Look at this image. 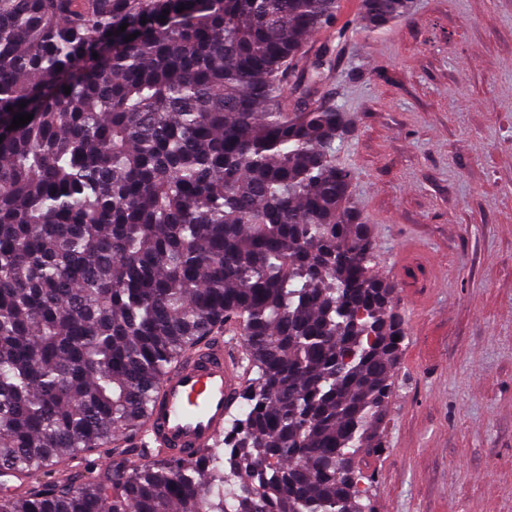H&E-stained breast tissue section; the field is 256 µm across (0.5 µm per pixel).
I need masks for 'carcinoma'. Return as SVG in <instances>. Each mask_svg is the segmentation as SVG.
I'll list each match as a JSON object with an SVG mask.
<instances>
[{
  "instance_id": "cac0c4a2",
  "label": "carcinoma",
  "mask_w": 512,
  "mask_h": 512,
  "mask_svg": "<svg viewBox=\"0 0 512 512\" xmlns=\"http://www.w3.org/2000/svg\"><path fill=\"white\" fill-rule=\"evenodd\" d=\"M337 8L0 0V468L27 476L0 512H374L406 327L336 158L352 118L316 103L332 55L303 60ZM409 10L363 0L365 28ZM226 333L224 433L172 457L149 409Z\"/></svg>"
}]
</instances>
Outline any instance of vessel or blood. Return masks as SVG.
<instances>
[{"label": "vessel or blood", "mask_w": 512, "mask_h": 512, "mask_svg": "<svg viewBox=\"0 0 512 512\" xmlns=\"http://www.w3.org/2000/svg\"><path fill=\"white\" fill-rule=\"evenodd\" d=\"M240 382L232 342L202 349L163 379L152 411V435L182 459L211 446L224 429L226 407L237 397Z\"/></svg>", "instance_id": "vessel-or-blood-1"}]
</instances>
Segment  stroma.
<instances>
[{
	"instance_id": "35a3bbf8",
	"label": "stroma",
	"mask_w": 512,
	"mask_h": 512,
	"mask_svg": "<svg viewBox=\"0 0 512 512\" xmlns=\"http://www.w3.org/2000/svg\"><path fill=\"white\" fill-rule=\"evenodd\" d=\"M340 0L325 105L407 339L375 512H512V0H412L369 32Z\"/></svg>"
}]
</instances>
